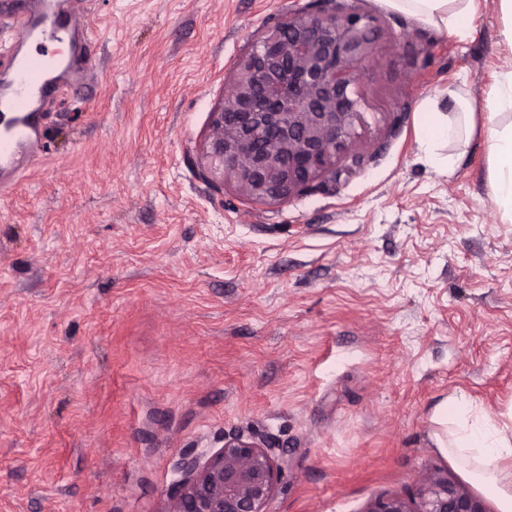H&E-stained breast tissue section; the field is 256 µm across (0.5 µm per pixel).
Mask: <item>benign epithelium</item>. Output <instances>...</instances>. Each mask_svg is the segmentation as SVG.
I'll return each mask as SVG.
<instances>
[{"mask_svg": "<svg viewBox=\"0 0 512 512\" xmlns=\"http://www.w3.org/2000/svg\"><path fill=\"white\" fill-rule=\"evenodd\" d=\"M374 43V19L337 0H313V7L288 14L235 62L204 175L275 202L331 172L360 118L352 86L373 59ZM285 463L282 450L228 436L222 448L182 459L167 512H264ZM422 496L420 512H486L445 477H425ZM369 512L412 510L389 498Z\"/></svg>", "mask_w": 512, "mask_h": 512, "instance_id": "benign-epithelium-1", "label": "benign epithelium"}]
</instances>
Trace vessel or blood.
<instances>
[{"label":"vessel or blood","instance_id":"vessel-or-blood-1","mask_svg":"<svg viewBox=\"0 0 512 512\" xmlns=\"http://www.w3.org/2000/svg\"><path fill=\"white\" fill-rule=\"evenodd\" d=\"M21 38L36 37L47 49L36 56L17 52L0 55V107L11 116L0 124V192H6L42 159L36 112L45 95L61 91L51 72L54 68L51 43L70 39L74 45H87L90 29H77L75 9L55 10L52 0H41L33 14L13 18L9 23Z\"/></svg>","mask_w":512,"mask_h":512}]
</instances>
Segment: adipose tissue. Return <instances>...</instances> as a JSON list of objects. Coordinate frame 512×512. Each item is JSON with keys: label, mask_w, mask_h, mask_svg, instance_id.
Wrapping results in <instances>:
<instances>
[{"label": "adipose tissue", "mask_w": 512, "mask_h": 512, "mask_svg": "<svg viewBox=\"0 0 512 512\" xmlns=\"http://www.w3.org/2000/svg\"><path fill=\"white\" fill-rule=\"evenodd\" d=\"M392 6L450 35L467 36L476 18L475 0H390ZM494 126L488 127L490 145L489 190L504 220L512 222V56L497 75L485 105ZM421 144L434 150L438 144L461 141L476 127V114L458 102L442 116L433 104L421 112ZM438 430L434 445L476 483L492 490L500 512H512V426L503 425L481 408L455 396L434 413Z\"/></svg>", "instance_id": "obj_1"}]
</instances>
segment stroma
I'll return each instance as SVG.
<instances>
[{
  "label": "stroma",
  "instance_id": "obj_1",
  "mask_svg": "<svg viewBox=\"0 0 512 512\" xmlns=\"http://www.w3.org/2000/svg\"><path fill=\"white\" fill-rule=\"evenodd\" d=\"M309 0H94L92 75L39 117L44 164L0 198V512H165L229 435L287 452L265 512H367L429 474L465 396L512 419V223L488 191L498 0L449 36L388 0L335 172L277 202L203 175L233 64ZM476 111L420 144L423 102Z\"/></svg>",
  "mask_w": 512,
  "mask_h": 512
}]
</instances>
